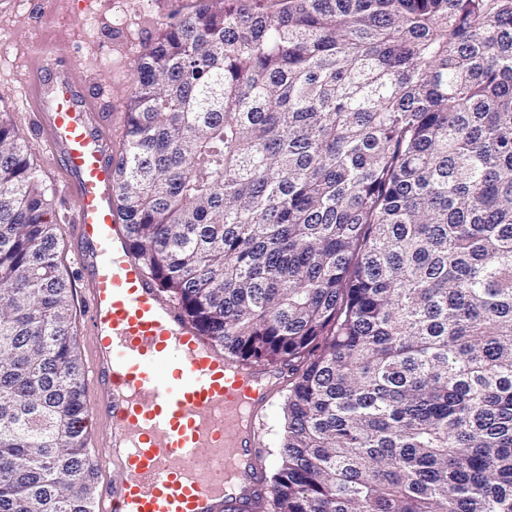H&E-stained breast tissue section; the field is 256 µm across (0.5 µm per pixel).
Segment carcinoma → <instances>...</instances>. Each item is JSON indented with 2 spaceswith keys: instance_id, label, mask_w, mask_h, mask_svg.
Returning a JSON list of instances; mask_svg holds the SVG:
<instances>
[{
  "instance_id": "carcinoma-1",
  "label": "carcinoma",
  "mask_w": 512,
  "mask_h": 512,
  "mask_svg": "<svg viewBox=\"0 0 512 512\" xmlns=\"http://www.w3.org/2000/svg\"><path fill=\"white\" fill-rule=\"evenodd\" d=\"M138 56L131 255L288 365L255 512H512V0H193ZM0 113V512H94L73 284Z\"/></svg>"
}]
</instances>
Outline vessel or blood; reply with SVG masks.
Listing matches in <instances>:
<instances>
[{"instance_id": "b4317fda", "label": "vessel or blood", "mask_w": 512, "mask_h": 512, "mask_svg": "<svg viewBox=\"0 0 512 512\" xmlns=\"http://www.w3.org/2000/svg\"><path fill=\"white\" fill-rule=\"evenodd\" d=\"M37 50L25 85L62 189L93 351L91 452L104 474L98 512H252L272 491L257 461L259 418L288 369L228 360L148 277L114 208L112 134L98 92Z\"/></svg>"}]
</instances>
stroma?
I'll list each match as a JSON object with an SVG mask.
<instances>
[{
	"label": "stroma",
	"instance_id": "1",
	"mask_svg": "<svg viewBox=\"0 0 512 512\" xmlns=\"http://www.w3.org/2000/svg\"><path fill=\"white\" fill-rule=\"evenodd\" d=\"M175 0H0V112L8 113L32 149L31 158L52 201L54 223L66 225L75 207L61 187V174L48 162L30 124L20 88L34 64L37 41L68 45L65 63L103 90L111 107L112 139L121 143L134 63L154 41Z\"/></svg>",
	"mask_w": 512,
	"mask_h": 512
}]
</instances>
